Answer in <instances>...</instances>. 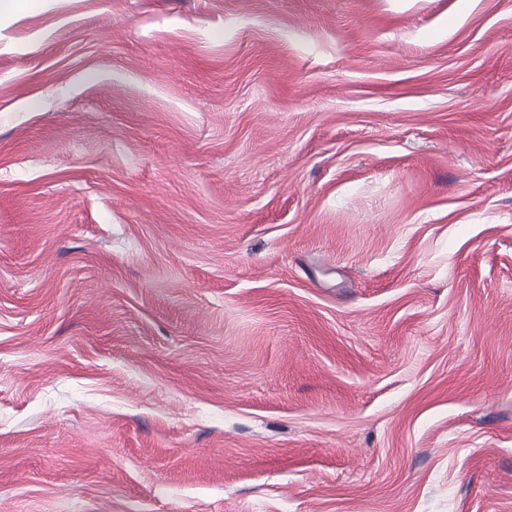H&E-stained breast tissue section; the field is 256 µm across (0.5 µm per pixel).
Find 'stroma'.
I'll list each match as a JSON object with an SVG mask.
<instances>
[{
	"mask_svg": "<svg viewBox=\"0 0 512 512\" xmlns=\"http://www.w3.org/2000/svg\"><path fill=\"white\" fill-rule=\"evenodd\" d=\"M0 512H512V0L0 7Z\"/></svg>",
	"mask_w": 512,
	"mask_h": 512,
	"instance_id": "stroma-1",
	"label": "stroma"
}]
</instances>
